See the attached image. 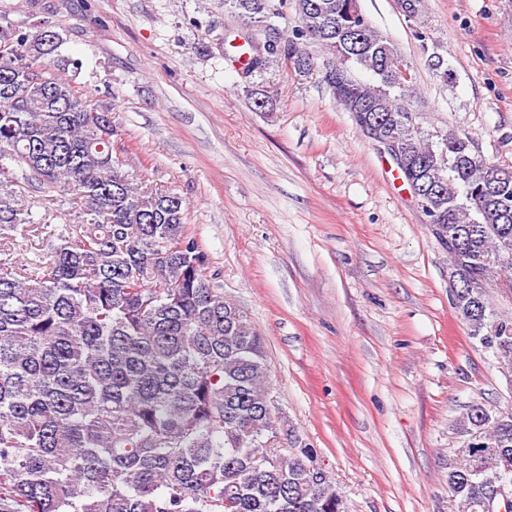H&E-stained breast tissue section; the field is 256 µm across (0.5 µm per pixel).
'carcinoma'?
Masks as SVG:
<instances>
[{
	"label": "carcinoma",
	"instance_id": "cac0c4a2",
	"mask_svg": "<svg viewBox=\"0 0 512 512\" xmlns=\"http://www.w3.org/2000/svg\"><path fill=\"white\" fill-rule=\"evenodd\" d=\"M283 2L297 16L286 34L274 0H224L246 31L243 72L281 60L308 73L314 43L339 62L350 95L337 105L382 117L448 250L451 307L512 373V314L492 295L512 264L488 261L512 254V166L471 157L453 129L430 143L409 66L359 0ZM59 42L0 25V512H346L317 450L270 408L264 339L208 279L186 201L123 170L112 109L57 67ZM26 187L70 196L75 222L35 218ZM18 229L47 234L46 260L11 262ZM458 429L448 489L456 512H484L512 483V410L473 405Z\"/></svg>",
	"mask_w": 512,
	"mask_h": 512
}]
</instances>
